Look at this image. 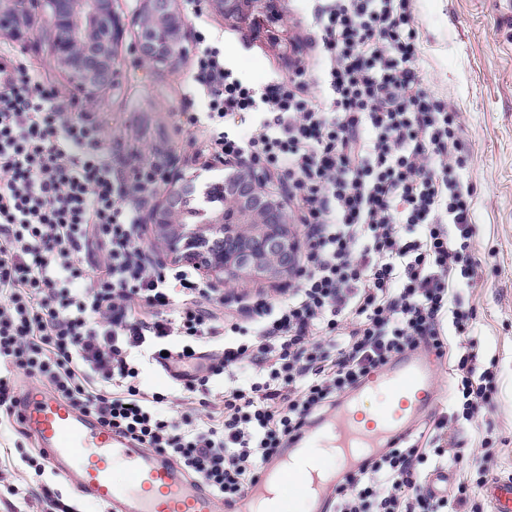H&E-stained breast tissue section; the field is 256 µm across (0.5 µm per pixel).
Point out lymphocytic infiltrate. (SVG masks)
Returning a JSON list of instances; mask_svg holds the SVG:
<instances>
[{
	"label": "lymphocytic infiltrate",
	"instance_id": "lymphocytic-infiltrate-1",
	"mask_svg": "<svg viewBox=\"0 0 512 512\" xmlns=\"http://www.w3.org/2000/svg\"><path fill=\"white\" fill-rule=\"evenodd\" d=\"M319 74L257 87L204 47L188 87L207 109L189 116L201 152L288 179L305 232L287 297L220 292L183 266L146 260L135 196L152 194L145 165L127 186L108 134L67 111L24 61L0 68V412L14 414L17 374L141 447L174 459L232 505L290 438L396 356L444 357L471 333L453 302L477 277L465 181L463 116L424 85L411 0H315L307 16ZM257 114L248 135L226 128ZM193 364L185 389L223 378L222 418L164 414L140 366ZM458 408L427 431L368 458L337 487L334 512H446L469 486L435 494L424 465L476 466L458 449L466 423L494 402L497 378L478 350L455 360Z\"/></svg>",
	"mask_w": 512,
	"mask_h": 512
}]
</instances>
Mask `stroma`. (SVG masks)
I'll list each match as a JSON object with an SVG mask.
<instances>
[{
    "instance_id": "obj_1",
    "label": "stroma",
    "mask_w": 512,
    "mask_h": 512,
    "mask_svg": "<svg viewBox=\"0 0 512 512\" xmlns=\"http://www.w3.org/2000/svg\"><path fill=\"white\" fill-rule=\"evenodd\" d=\"M305 0H285L286 31L278 41L224 21L210 7L186 5L194 32L215 38L226 64L247 82L262 86L285 77L315 53L301 22ZM420 21V58L425 82L438 100L462 112L469 150L465 179L476 189L478 277L473 287L456 289L463 307L474 309L472 336L483 365L497 374L494 404L465 428L468 452L491 446L488 467L494 478H512V0H413ZM50 33L42 19L28 29L26 47L0 40V64L27 59L52 86L69 111H81L49 54ZM124 73L119 87L105 91L89 117L112 135V151L124 175L143 163L162 167L177 159L190 179L195 199L225 174L217 161L199 156L185 130V115L206 108L203 97H188L193 63L173 69H144L128 47H121ZM41 453L15 419L0 417V475L26 488L27 497L0 488V512H41L43 488L58 493L63 512H100L72 479L35 470Z\"/></svg>"
}]
</instances>
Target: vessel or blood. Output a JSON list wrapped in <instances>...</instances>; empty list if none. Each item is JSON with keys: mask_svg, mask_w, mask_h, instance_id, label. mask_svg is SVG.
I'll list each match as a JSON object with an SVG mask.
<instances>
[{"mask_svg": "<svg viewBox=\"0 0 512 512\" xmlns=\"http://www.w3.org/2000/svg\"><path fill=\"white\" fill-rule=\"evenodd\" d=\"M436 406L431 360L414 352L395 358L341 397L336 413L290 440L232 512H327L339 483ZM20 415L54 471L108 512H216L214 496L186 479L176 461L135 446L48 392L27 388ZM487 492L493 512H512L511 480L493 482Z\"/></svg>", "mask_w": 512, "mask_h": 512, "instance_id": "1", "label": "vessel or blood"}]
</instances>
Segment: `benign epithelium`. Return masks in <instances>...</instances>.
Masks as SVG:
<instances>
[{
	"label": "benign epithelium",
	"instance_id": "1",
	"mask_svg": "<svg viewBox=\"0 0 512 512\" xmlns=\"http://www.w3.org/2000/svg\"><path fill=\"white\" fill-rule=\"evenodd\" d=\"M184 0H139L130 23L116 0H0V36L25 44V30L38 16L53 33L50 57L78 101L96 106L103 90L120 85L119 54L127 26L136 28L133 51L142 66L173 69L195 41ZM224 20L257 28L286 23L283 0H208ZM145 224L159 259L190 261L209 286L224 291L245 278L288 281L296 250L294 220L282 189L244 161L195 201L179 162L161 174L158 198Z\"/></svg>",
	"mask_w": 512,
	"mask_h": 512
}]
</instances>
